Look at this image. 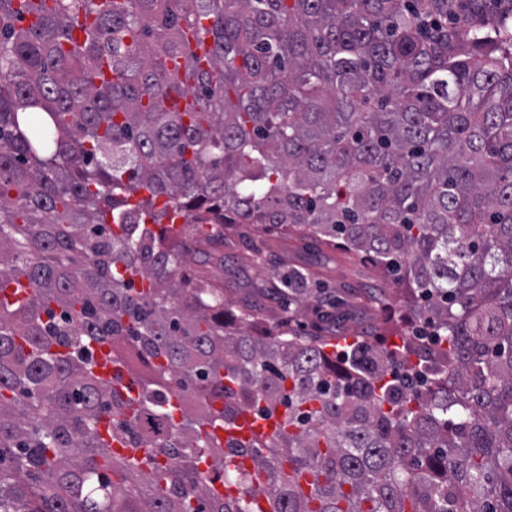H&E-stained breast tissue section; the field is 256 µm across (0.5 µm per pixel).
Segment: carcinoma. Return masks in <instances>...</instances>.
I'll list each match as a JSON object with an SVG mask.
<instances>
[{"instance_id":"carcinoma-1","label":"carcinoma","mask_w":512,"mask_h":512,"mask_svg":"<svg viewBox=\"0 0 512 512\" xmlns=\"http://www.w3.org/2000/svg\"><path fill=\"white\" fill-rule=\"evenodd\" d=\"M511 19L512 0H0V292L28 288L0 299V512H512ZM179 219L353 251L436 340L339 364L246 310L229 333ZM306 284L283 282L298 308ZM245 410L277 421L215 433Z\"/></svg>"}]
</instances>
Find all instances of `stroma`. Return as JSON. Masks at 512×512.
Masks as SVG:
<instances>
[{
  "label": "stroma",
  "instance_id": "stroma-1",
  "mask_svg": "<svg viewBox=\"0 0 512 512\" xmlns=\"http://www.w3.org/2000/svg\"><path fill=\"white\" fill-rule=\"evenodd\" d=\"M291 270L310 272L313 287L325 289L330 302L288 314L273 287ZM208 273L224 285L229 328L238 327L240 310L248 308L256 316L255 330L273 331L286 321L302 334L330 337L333 355L340 343L357 338L389 347L402 344L418 325L410 298L383 268L297 235L252 224L225 225L224 247L213 256Z\"/></svg>",
  "mask_w": 512,
  "mask_h": 512
}]
</instances>
